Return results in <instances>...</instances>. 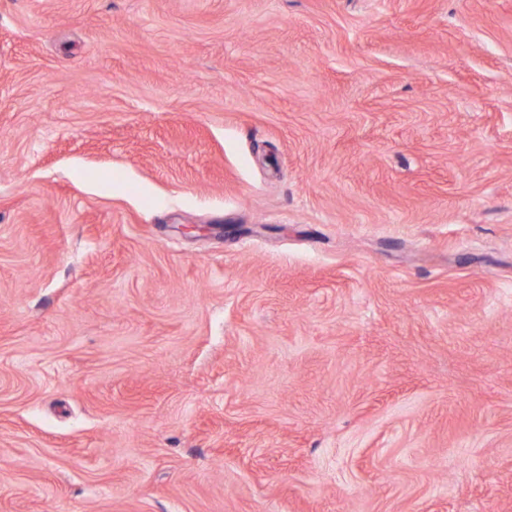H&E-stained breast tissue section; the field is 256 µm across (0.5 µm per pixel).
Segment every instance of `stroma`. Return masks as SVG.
I'll return each mask as SVG.
<instances>
[{"instance_id": "obj_1", "label": "stroma", "mask_w": 512, "mask_h": 512, "mask_svg": "<svg viewBox=\"0 0 512 512\" xmlns=\"http://www.w3.org/2000/svg\"><path fill=\"white\" fill-rule=\"evenodd\" d=\"M0 512H512V0H0Z\"/></svg>"}]
</instances>
